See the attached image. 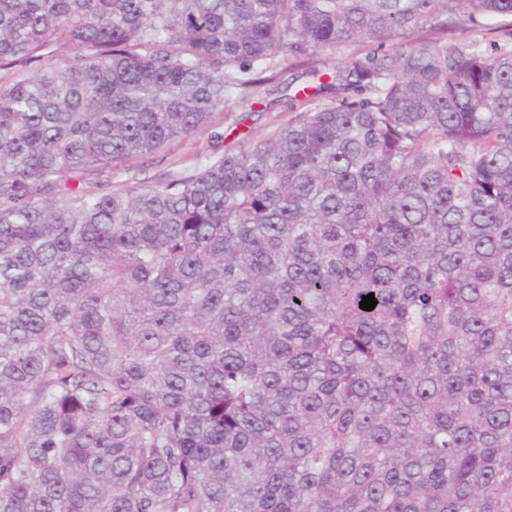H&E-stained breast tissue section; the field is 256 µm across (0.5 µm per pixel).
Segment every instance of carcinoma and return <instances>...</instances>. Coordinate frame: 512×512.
<instances>
[{"label":"carcinoma","mask_w":512,"mask_h":512,"mask_svg":"<svg viewBox=\"0 0 512 512\" xmlns=\"http://www.w3.org/2000/svg\"><path fill=\"white\" fill-rule=\"evenodd\" d=\"M503 17L0 0V512H512ZM290 57L288 125L89 184Z\"/></svg>","instance_id":"obj_1"}]
</instances>
